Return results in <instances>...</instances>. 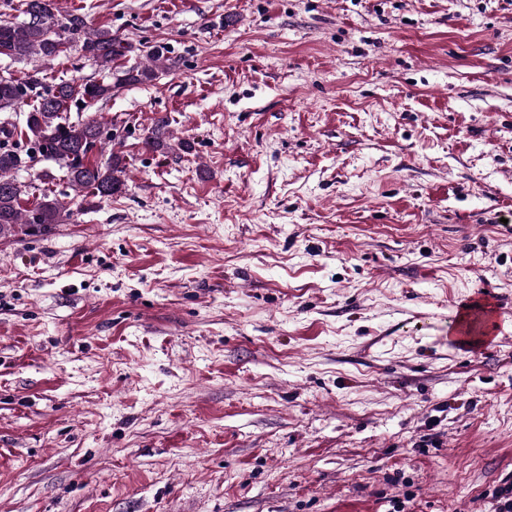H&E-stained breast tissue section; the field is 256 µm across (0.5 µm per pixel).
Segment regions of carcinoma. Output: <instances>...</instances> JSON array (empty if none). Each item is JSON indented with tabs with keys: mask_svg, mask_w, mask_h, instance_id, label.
<instances>
[{
	"mask_svg": "<svg viewBox=\"0 0 512 512\" xmlns=\"http://www.w3.org/2000/svg\"><path fill=\"white\" fill-rule=\"evenodd\" d=\"M57 2L23 0L24 20H0V55L31 65L21 77L0 76V112H13L18 103L33 100L21 125L0 123V132L19 137L11 146L0 143L1 238L41 235L70 217L51 191L40 192L31 207H22L23 197L31 195V184L20 180L18 172L30 167L38 156L55 162L64 171L69 187L85 200L93 202L122 192L126 162L121 155L106 152L112 143L107 126L90 117L72 121L67 108L72 103L90 108L110 99L117 86L146 84L174 67L163 45L146 51L142 62L112 67L116 58L126 56L130 46L112 36L110 30L90 27L82 14L62 13ZM73 46L93 61L100 78L80 84L62 80L46 88L42 64ZM147 143L161 153L192 151L190 142L173 141L164 118L155 122ZM95 151L101 160L93 163L89 155Z\"/></svg>",
	"mask_w": 512,
	"mask_h": 512,
	"instance_id": "cac0c4a2",
	"label": "carcinoma"
}]
</instances>
